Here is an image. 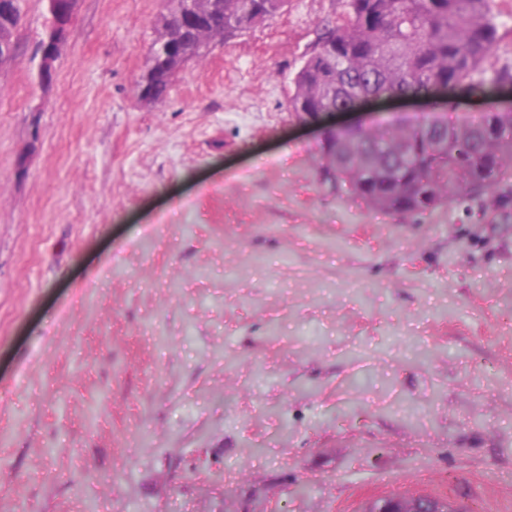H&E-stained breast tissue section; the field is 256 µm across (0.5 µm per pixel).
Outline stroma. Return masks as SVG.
I'll use <instances>...</instances> for the list:
<instances>
[{"label":"stroma","instance_id":"stroma-1","mask_svg":"<svg viewBox=\"0 0 512 512\" xmlns=\"http://www.w3.org/2000/svg\"><path fill=\"white\" fill-rule=\"evenodd\" d=\"M176 0H44L0 67V512H512V180L411 219L321 175L289 0L136 85ZM368 102L343 121L431 112ZM78 0H48V9L51 14L54 35L41 47L40 80L50 81L52 78V65L56 58L59 43L65 37L68 27L71 26L75 16ZM365 512H462L448 498L425 494L406 497L385 496L372 499Z\"/></svg>","mask_w":512,"mask_h":512}]
</instances>
